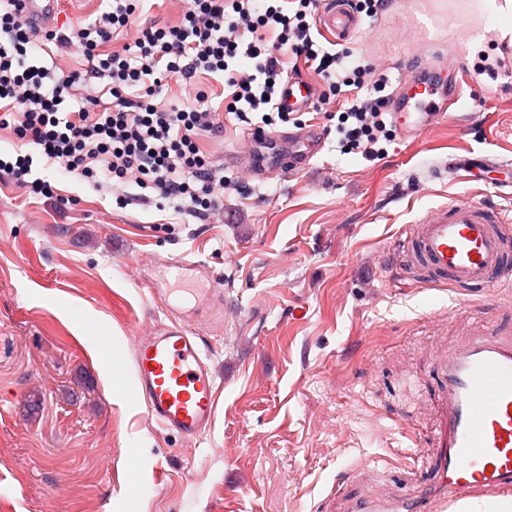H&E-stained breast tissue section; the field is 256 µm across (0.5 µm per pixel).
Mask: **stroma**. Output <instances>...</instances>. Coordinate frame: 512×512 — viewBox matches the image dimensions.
<instances>
[{"label":"stroma","mask_w":512,"mask_h":512,"mask_svg":"<svg viewBox=\"0 0 512 512\" xmlns=\"http://www.w3.org/2000/svg\"><path fill=\"white\" fill-rule=\"evenodd\" d=\"M441 24L429 65L393 35L419 37L409 0H390L381 21L362 18L346 46L389 87L417 74L444 93L458 57L473 67L497 56L504 34L492 13L478 14L481 34L468 42L465 19ZM466 80L469 121L455 110L419 137L396 135L380 160L341 152L346 101L276 123L317 124L321 151L310 168L242 181L247 126L225 111L223 74H201L224 124L202 147L229 180L206 222L155 198L120 206L123 187H92L38 155L33 177L74 206L0 179V512H342L359 494H416L440 357L478 333L512 334V288L424 285L395 261L406 226L449 197L512 209V79L471 70ZM452 155L497 166L461 182ZM180 258L202 264L187 291L161 274ZM214 277L221 288L195 302ZM173 320L205 340L218 388L216 421L197 439L116 390L133 370L134 331ZM93 329L112 338L111 371L84 339Z\"/></svg>","instance_id":"1"}]
</instances>
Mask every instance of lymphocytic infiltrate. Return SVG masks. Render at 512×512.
<instances>
[{
    "mask_svg": "<svg viewBox=\"0 0 512 512\" xmlns=\"http://www.w3.org/2000/svg\"><path fill=\"white\" fill-rule=\"evenodd\" d=\"M140 2L111 0L93 25L62 31L29 22L25 0H0V128H12L20 143L63 174L149 188L205 220L221 207L224 181L199 143L220 138L224 125L196 85L199 74L225 72L230 112L261 129L279 111L282 59L292 54L313 65L330 95L348 101L339 128L343 153L368 160L383 155L392 136L387 80L350 64L346 49L321 42V0H189L179 22L143 24L132 42L104 52L132 23ZM45 41L81 50L88 70L33 66ZM90 78L110 81L111 105L97 111L91 98L76 111H62L66 96ZM173 79L195 85L193 97L160 103Z\"/></svg>",
    "mask_w": 512,
    "mask_h": 512,
    "instance_id": "obj_1",
    "label": "lymphocytic infiltrate"
}]
</instances>
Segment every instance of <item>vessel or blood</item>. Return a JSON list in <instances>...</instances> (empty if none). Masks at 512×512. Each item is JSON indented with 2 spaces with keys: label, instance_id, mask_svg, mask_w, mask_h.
<instances>
[{
  "label": "vessel or blood",
  "instance_id": "b4317fda",
  "mask_svg": "<svg viewBox=\"0 0 512 512\" xmlns=\"http://www.w3.org/2000/svg\"><path fill=\"white\" fill-rule=\"evenodd\" d=\"M416 26L437 28L448 0H413ZM320 30L345 41L357 24L343 0H324ZM317 95L313 82L288 78L279 105L286 112L307 110ZM462 96V85L450 83L446 95L420 77H405L388 108L402 134L417 136L447 116ZM255 146V174L307 168L322 148L318 125L302 133H259L247 130ZM489 159L452 156L448 168L465 181L480 180ZM405 273L424 282L456 287H512V214L457 196L429 208L409 225L398 249ZM133 380L125 391L142 402L147 416L178 434L196 438L216 417L215 380L200 337L172 322L134 338ZM443 399L438 440L432 450L436 480L415 496L392 499L358 497L345 512H446L477 493L512 494V339L481 338L449 355L441 369Z\"/></svg>",
  "mask_w": 512,
  "mask_h": 512
}]
</instances>
